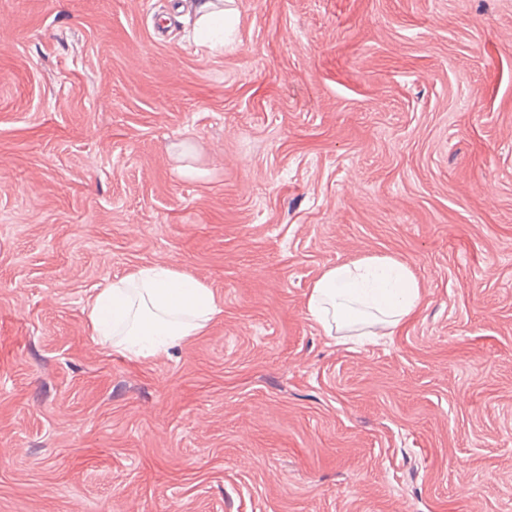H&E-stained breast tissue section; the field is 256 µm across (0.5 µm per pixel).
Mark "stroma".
<instances>
[{
	"label": "stroma",
	"mask_w": 512,
	"mask_h": 512,
	"mask_svg": "<svg viewBox=\"0 0 512 512\" xmlns=\"http://www.w3.org/2000/svg\"><path fill=\"white\" fill-rule=\"evenodd\" d=\"M0 0V512H512V0ZM370 255L392 335L306 301ZM215 292L142 360L96 288ZM220 1L194 0L193 11L198 25L197 33L204 42H211L212 48H224V35L227 38L231 19V10L220 7ZM422 301L419 283L401 262L365 257L326 269L314 282L307 309L327 336L369 328L359 336H389ZM222 311L204 283L164 263L138 266L108 281L84 309L93 340L135 358L179 346Z\"/></svg>",
	"instance_id": "35a3bbf8"
}]
</instances>
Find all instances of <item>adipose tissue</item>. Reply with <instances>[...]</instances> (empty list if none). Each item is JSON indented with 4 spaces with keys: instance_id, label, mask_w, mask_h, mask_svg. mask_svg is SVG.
Returning <instances> with one entry per match:
<instances>
[{
    "instance_id": "1",
    "label": "adipose tissue",
    "mask_w": 512,
    "mask_h": 512,
    "mask_svg": "<svg viewBox=\"0 0 512 512\" xmlns=\"http://www.w3.org/2000/svg\"><path fill=\"white\" fill-rule=\"evenodd\" d=\"M201 40L224 44L231 26L218 0H193ZM422 301L419 283L401 262L371 256L326 269L307 309L329 336L368 329L388 336ZM93 340L136 358H150L202 333L222 312L201 281L164 263L138 266L98 288L85 309Z\"/></svg>"
}]
</instances>
